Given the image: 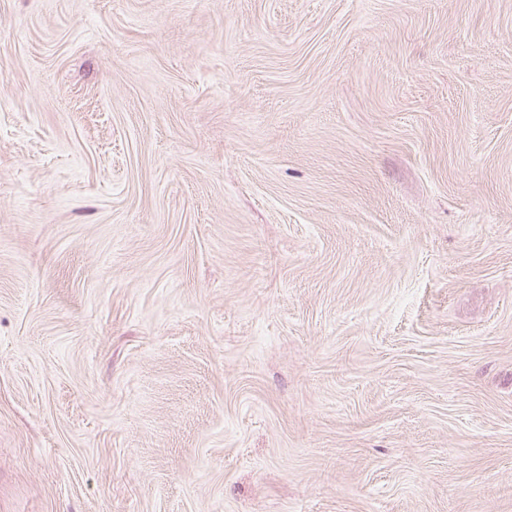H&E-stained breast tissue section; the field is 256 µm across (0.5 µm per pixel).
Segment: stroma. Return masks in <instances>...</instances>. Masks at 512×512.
<instances>
[{"mask_svg": "<svg viewBox=\"0 0 512 512\" xmlns=\"http://www.w3.org/2000/svg\"><path fill=\"white\" fill-rule=\"evenodd\" d=\"M0 512H512V0H0Z\"/></svg>", "mask_w": 512, "mask_h": 512, "instance_id": "stroma-1", "label": "stroma"}]
</instances>
